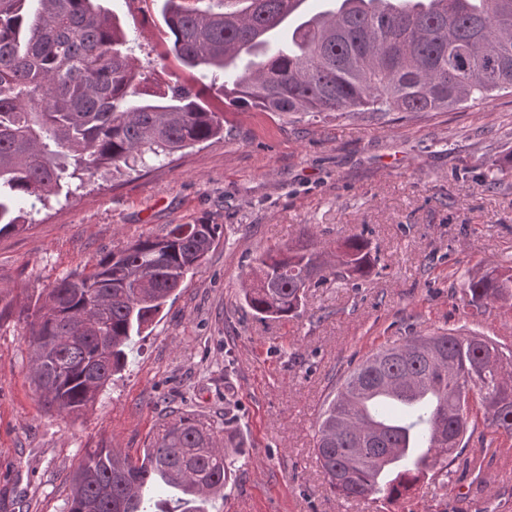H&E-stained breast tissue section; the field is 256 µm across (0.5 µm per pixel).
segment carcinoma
Segmentation results:
<instances>
[{
    "mask_svg": "<svg viewBox=\"0 0 512 512\" xmlns=\"http://www.w3.org/2000/svg\"><path fill=\"white\" fill-rule=\"evenodd\" d=\"M331 7L286 29L305 0H164L161 60L210 79L213 110L194 85L153 88L119 19L98 0H0V235L26 226L21 202L45 204L103 171L123 174L224 136L226 113L446 112L512 94V0H445L443 11L376 0ZM221 84H216L219 78ZM219 224H174L101 257L9 314L24 323L31 378L45 408L77 415L126 365V349L156 322ZM349 284L378 262L365 232L348 237ZM299 242L256 259L245 302L255 314H299L305 288L327 279ZM472 305L512 298V276L465 283ZM483 413L512 438V350L486 336H407L338 378L314 452L347 501L409 497L448 477ZM236 447L186 414L142 454L89 448L71 475L66 512H206L231 480Z\"/></svg>",
    "mask_w": 512,
    "mask_h": 512,
    "instance_id": "carcinoma-1",
    "label": "carcinoma"
}]
</instances>
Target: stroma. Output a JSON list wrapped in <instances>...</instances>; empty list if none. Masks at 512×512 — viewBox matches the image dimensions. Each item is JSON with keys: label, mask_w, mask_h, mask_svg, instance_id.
Returning <instances> with one entry per match:
<instances>
[{"label": "stroma", "mask_w": 512, "mask_h": 512, "mask_svg": "<svg viewBox=\"0 0 512 512\" xmlns=\"http://www.w3.org/2000/svg\"><path fill=\"white\" fill-rule=\"evenodd\" d=\"M163 0H104L144 72L160 68ZM229 136L105 175L50 199L25 230L0 236V512H66L69 476L86 449L136 455L180 414L227 430L234 478L209 512H512V482L486 448L512 439L480 422L466 449L482 476L452 473L393 504L344 501L327 488L313 448L340 374L406 336L478 333L512 348V304L485 312L461 283L512 266V96L448 112L288 116L239 112ZM217 224L201 267L170 297L125 368L77 417L51 415L31 381L24 325L4 308L172 224ZM362 232L379 262L351 286L307 289L299 315L257 316L244 301L255 259L313 240L333 251Z\"/></svg>", "instance_id": "obj_1"}]
</instances>
